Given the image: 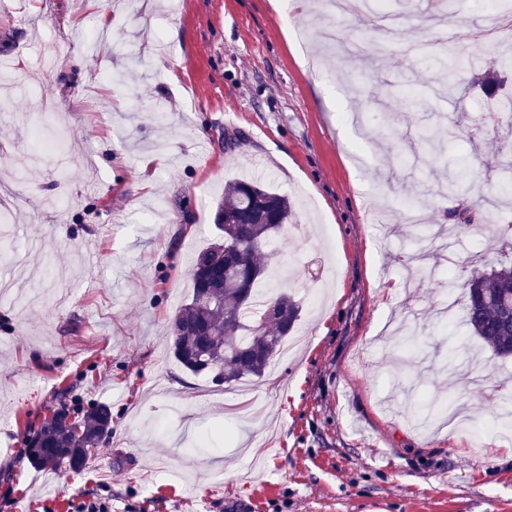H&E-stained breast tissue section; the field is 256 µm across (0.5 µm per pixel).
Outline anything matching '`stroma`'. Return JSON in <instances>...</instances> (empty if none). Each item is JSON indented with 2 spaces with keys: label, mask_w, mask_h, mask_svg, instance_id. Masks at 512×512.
Segmentation results:
<instances>
[{
  "label": "stroma",
  "mask_w": 512,
  "mask_h": 512,
  "mask_svg": "<svg viewBox=\"0 0 512 512\" xmlns=\"http://www.w3.org/2000/svg\"><path fill=\"white\" fill-rule=\"evenodd\" d=\"M486 2L387 0L380 16L317 0H0V184L25 199L0 221V277L43 295L0 302V512H512V429L495 407L512 358L435 315L449 272L512 262L498 231L512 124L483 122L512 93L495 66L512 15L489 27ZM447 27L435 54L472 69L437 98L443 74L407 49ZM434 121L440 156L419 145ZM258 172L296 210L264 285L303 308L292 352L240 411L236 388L178 366L167 333L225 185ZM450 176L456 192L436 195ZM414 184L424 223L460 231L413 279ZM472 186L489 200L478 211ZM65 387L112 411L78 473L33 466L24 445ZM413 390L454 393L467 425L417 427Z\"/></svg>",
  "instance_id": "1"
}]
</instances>
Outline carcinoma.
Instances as JSON below:
<instances>
[{
    "instance_id": "cac0c4a2",
    "label": "carcinoma",
    "mask_w": 512,
    "mask_h": 512,
    "mask_svg": "<svg viewBox=\"0 0 512 512\" xmlns=\"http://www.w3.org/2000/svg\"><path fill=\"white\" fill-rule=\"evenodd\" d=\"M419 140L423 148L434 150L443 144L444 131L427 127ZM293 218L289 197L259 178L224 187V198L215 206L217 235L193 265L192 294L171 327L170 351L185 371L208 376L216 386L232 387L263 377L282 352L302 305L286 292L272 290L260 299L257 291L268 272L262 251ZM227 243L240 246L233 257L238 276L228 282L224 280ZM462 288L471 335L496 354L512 356V266L475 271ZM67 395L66 389L58 393L60 408L40 429H27L28 456L42 469H83L102 439L112 433V414L105 405L86 412L76 409L80 429L67 424L71 414ZM446 408L447 401L439 399L410 403L412 414L427 420Z\"/></svg>"
}]
</instances>
